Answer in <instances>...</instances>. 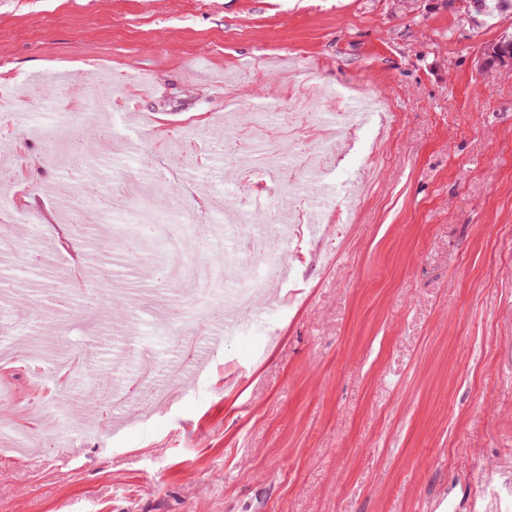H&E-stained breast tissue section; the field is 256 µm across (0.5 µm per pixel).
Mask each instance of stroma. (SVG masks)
<instances>
[{"mask_svg": "<svg viewBox=\"0 0 512 512\" xmlns=\"http://www.w3.org/2000/svg\"><path fill=\"white\" fill-rule=\"evenodd\" d=\"M507 26L461 0H0V161L25 215L0 237V426L40 447L0 451V512H512V64L484 56ZM98 61L146 77L117 92L132 121L81 113ZM312 67L395 123L380 172L358 160L371 122L332 173L298 171L339 206L365 187L363 209L326 247L290 240L254 329L208 347L224 291L201 282L204 315L167 324L184 297L152 273L170 261L119 265V223L66 238L70 141L134 139L173 173L166 192L133 160L108 174L130 210L232 212L251 189L225 191V137L281 129ZM223 258L261 274L219 238L180 267ZM77 261L137 298L131 319L75 284ZM147 372L161 404L113 432Z\"/></svg>", "mask_w": 512, "mask_h": 512, "instance_id": "obj_1", "label": "stroma"}]
</instances>
